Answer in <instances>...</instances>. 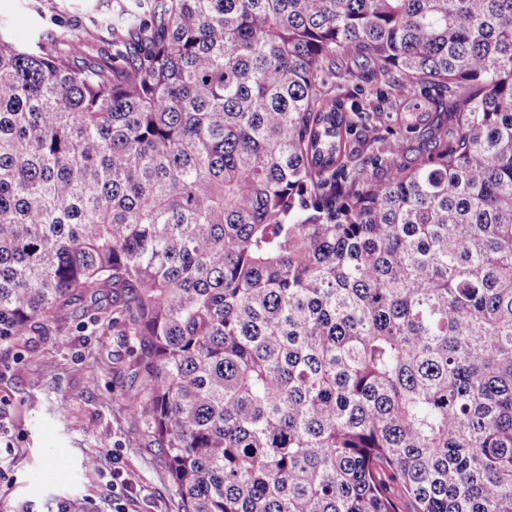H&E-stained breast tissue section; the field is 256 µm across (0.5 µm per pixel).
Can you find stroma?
Segmentation results:
<instances>
[{"instance_id": "35a3bbf8", "label": "stroma", "mask_w": 512, "mask_h": 512, "mask_svg": "<svg viewBox=\"0 0 512 512\" xmlns=\"http://www.w3.org/2000/svg\"><path fill=\"white\" fill-rule=\"evenodd\" d=\"M127 0H0V24L24 43L35 30H51L59 15L87 41V56L109 48V34L91 25ZM338 76L336 94L372 120L364 140L352 142L348 164L378 179L371 137L400 139L403 163H413L440 127L447 91L385 85L369 60L340 56L328 65ZM425 120L418 132L405 130L409 113ZM60 333L31 348L0 346V512H112V458L139 473L129 494V512H181V501L156 449L143 447L126 392L137 342L102 329L94 316L72 312ZM53 363L44 373L45 363ZM101 475L88 481V461Z\"/></svg>"}]
</instances>
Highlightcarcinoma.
Wrapping results in <instances>:
<instances>
[{"instance_id":"carcinoma-1","label":"carcinoma","mask_w":512,"mask_h":512,"mask_svg":"<svg viewBox=\"0 0 512 512\" xmlns=\"http://www.w3.org/2000/svg\"><path fill=\"white\" fill-rule=\"evenodd\" d=\"M135 2L0 26V345L136 337L181 512H512V0ZM338 54L450 135L348 169ZM128 1L132 0H0V24L8 26L14 41L25 43L38 28L55 30L50 18L60 15L86 38V53L76 59V63L83 64L103 49L112 51L109 34L93 27L89 17L112 18Z\"/></svg>"}]
</instances>
